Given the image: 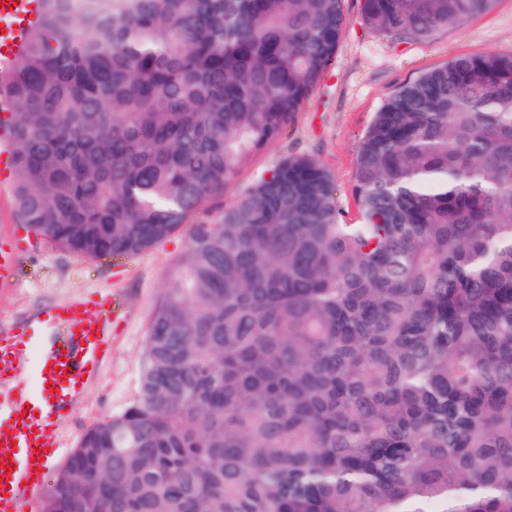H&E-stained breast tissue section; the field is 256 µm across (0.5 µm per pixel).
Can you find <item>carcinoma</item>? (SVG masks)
Returning a JSON list of instances; mask_svg holds the SVG:
<instances>
[{"label":"carcinoma","mask_w":512,"mask_h":512,"mask_svg":"<svg viewBox=\"0 0 512 512\" xmlns=\"http://www.w3.org/2000/svg\"><path fill=\"white\" fill-rule=\"evenodd\" d=\"M0 76L20 223L89 259L188 227L137 396L64 464L106 512H512V55L403 84L357 153L214 221L336 63L346 0H45ZM498 0H363L401 41Z\"/></svg>","instance_id":"obj_1"}]
</instances>
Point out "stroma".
I'll use <instances>...</instances> for the list:
<instances>
[{"label": "stroma", "mask_w": 512, "mask_h": 512, "mask_svg": "<svg viewBox=\"0 0 512 512\" xmlns=\"http://www.w3.org/2000/svg\"><path fill=\"white\" fill-rule=\"evenodd\" d=\"M347 24L333 74L311 95L295 123L266 147L224 195L232 202L261 171L282 158L308 155L331 174L346 222L358 207L352 192L357 146L386 99L421 72L459 56L512 54V0L489 13L443 26L424 41L402 42L375 32L363 18L361 0H347ZM18 243L16 276L0 285V328L37 322L54 305L103 296L112 299V343L85 399L57 432L62 454L56 472L97 420L125 411L137 395L149 321L189 237L179 232L158 247L131 257L87 259L37 241L19 222L14 183H0V238Z\"/></svg>", "instance_id": "obj_1"}]
</instances>
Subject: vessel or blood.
Listing matches in <instances>:
<instances>
[{
  "label": "vessel or blood",
  "instance_id": "b4317fda",
  "mask_svg": "<svg viewBox=\"0 0 512 512\" xmlns=\"http://www.w3.org/2000/svg\"><path fill=\"white\" fill-rule=\"evenodd\" d=\"M44 8L43 0H0V73H8L29 31ZM15 104L7 88H0V170L12 159L11 116ZM17 247L0 240V284H9ZM106 302L68 303L49 311L39 340L29 326L0 337V512H28L41 497L47 462L58 454L51 430L64 414L85 397L107 354L112 318ZM37 349V371L25 360ZM36 388H26L29 373Z\"/></svg>",
  "mask_w": 512,
  "mask_h": 512
}]
</instances>
